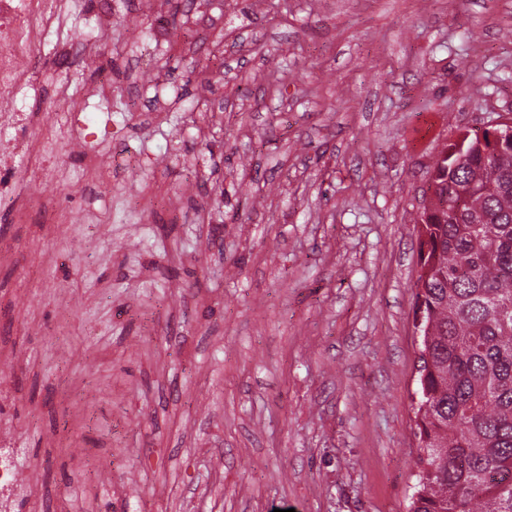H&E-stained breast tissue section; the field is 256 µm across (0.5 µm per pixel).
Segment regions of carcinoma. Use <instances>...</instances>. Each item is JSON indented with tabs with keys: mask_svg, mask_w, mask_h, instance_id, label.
I'll return each instance as SVG.
<instances>
[{
	"mask_svg": "<svg viewBox=\"0 0 512 512\" xmlns=\"http://www.w3.org/2000/svg\"><path fill=\"white\" fill-rule=\"evenodd\" d=\"M462 133L419 224L417 472L409 512H512V134Z\"/></svg>",
	"mask_w": 512,
	"mask_h": 512,
	"instance_id": "carcinoma-1",
	"label": "carcinoma"
}]
</instances>
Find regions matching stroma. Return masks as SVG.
Masks as SVG:
<instances>
[{"label":"stroma","instance_id":"stroma-1","mask_svg":"<svg viewBox=\"0 0 512 512\" xmlns=\"http://www.w3.org/2000/svg\"><path fill=\"white\" fill-rule=\"evenodd\" d=\"M90 29L108 98L62 50ZM42 55L20 106L83 98L67 139L144 164L59 227L24 160L0 208L25 512H408L416 221L512 117V0H69Z\"/></svg>","mask_w":512,"mask_h":512}]
</instances>
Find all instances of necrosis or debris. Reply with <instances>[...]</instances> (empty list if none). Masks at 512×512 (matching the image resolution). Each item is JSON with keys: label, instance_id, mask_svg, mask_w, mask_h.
Wrapping results in <instances>:
<instances>
[{"label": "necrosis or debris", "instance_id": "obj_1", "mask_svg": "<svg viewBox=\"0 0 512 512\" xmlns=\"http://www.w3.org/2000/svg\"><path fill=\"white\" fill-rule=\"evenodd\" d=\"M65 0H0V204L9 202L17 183V159L41 147L43 179H50L55 156V138L66 129L70 115L45 109H18L16 100L30 85L34 63L41 57L48 23L58 16ZM18 441L0 433V512H22L31 489L18 470L14 457Z\"/></svg>", "mask_w": 512, "mask_h": 512}]
</instances>
